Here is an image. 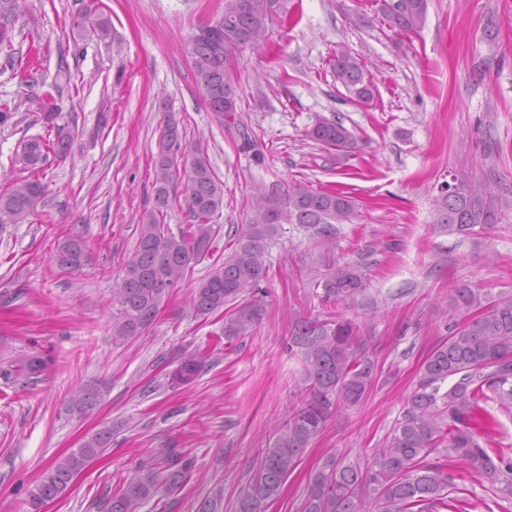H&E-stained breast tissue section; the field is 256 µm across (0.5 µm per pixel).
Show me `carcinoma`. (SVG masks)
<instances>
[{"mask_svg": "<svg viewBox=\"0 0 512 512\" xmlns=\"http://www.w3.org/2000/svg\"><path fill=\"white\" fill-rule=\"evenodd\" d=\"M72 16V28L87 26L101 38L111 32L110 18L97 0H82ZM287 0H224L222 12L198 27L191 37L194 76L208 109L222 121H235L237 92L234 62L237 54L262 40L270 26L284 18ZM428 0H380L379 11L387 27L399 37L418 33L425 25ZM20 0H0V52L14 60L15 27ZM334 81L352 99L366 105L374 98V85L366 77L363 59L340 48L329 60ZM27 101L37 105L46 127L56 129L55 139L41 135L26 139L22 158L28 169L44 167L49 155L66 156L73 135L57 124L61 112L52 95ZM308 136L326 150L348 152L356 139L342 124L318 119ZM178 122L167 116L153 166L154 206L137 224L138 242L123 276L112 288L118 305L112 318V341L125 342L142 335L155 320L160 306L185 273L209 250L215 233L214 218L224 208V188L208 159L198 150L180 152ZM186 177L183 201L189 223L173 233L161 220L169 207L177 181ZM435 224L445 232L475 235L498 223L497 197L482 184L462 175L453 189L438 187ZM45 186L37 178L24 179L0 192V223L21 224L45 204ZM357 217V204L346 192L314 191L300 182L261 187L245 223L236 227L233 249L224 263L192 287L191 305L197 316L224 312V339L231 342L251 334L265 314L267 275L265 253L279 233L280 224L295 221L324 244L336 240L339 225ZM62 269L78 270L86 261L80 238L59 242L53 256ZM363 262L332 267L314 278L315 296L325 306L337 307L362 295L366 288ZM451 307L457 311L478 308L479 314L461 324L448 323V336L431 350L404 411L385 446L372 449L369 462L333 457L312 479L304 512H464L448 500L454 481L448 465L431 454L444 448L448 457L462 462L480 484L512 496V458L480 442L478 430L495 423L483 406L495 399L512 408V296L485 301L466 283L451 289ZM288 349L302 362L299 405L280 430L249 483L241 490L237 512H263L277 498L296 468L309 442L336 412L356 406L377 380V365L369 355L356 324L336 313L324 319H297ZM53 361L40 353L24 355L0 371L23 385L47 373ZM202 365L190 355L171 373L170 385L191 383ZM106 383L84 384L69 401V412L84 416L100 403ZM114 428L104 426L81 447L57 459L31 494L34 508L57 500L71 489L85 465L101 457L112 445ZM192 468L175 448H157L142 459L136 474L112 496L103 500L101 512H139L141 506L164 487L182 484Z\"/></svg>", "mask_w": 512, "mask_h": 512, "instance_id": "carcinoma-1", "label": "carcinoma"}]
</instances>
